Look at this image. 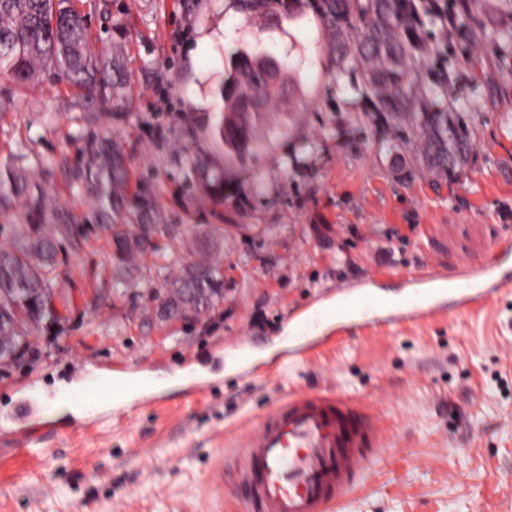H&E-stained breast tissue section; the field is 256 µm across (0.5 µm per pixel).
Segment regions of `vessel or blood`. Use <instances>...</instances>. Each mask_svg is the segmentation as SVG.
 <instances>
[{"mask_svg": "<svg viewBox=\"0 0 512 512\" xmlns=\"http://www.w3.org/2000/svg\"><path fill=\"white\" fill-rule=\"evenodd\" d=\"M423 281L431 290L414 296L413 308L421 319L438 315L436 298L472 294L471 275L449 278L425 266ZM363 296L334 306L302 312L296 335L300 352L331 342L324 323L339 315L367 316L375 306ZM149 384L122 374L112 377L108 396L120 400L146 394ZM381 431L376 416L364 402L341 394L295 392L276 402L238 448L244 459L238 483L257 512H333L339 500L353 491L364 466L379 453Z\"/></svg>", "mask_w": 512, "mask_h": 512, "instance_id": "1", "label": "vessel or blood"}]
</instances>
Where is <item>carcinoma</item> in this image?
I'll use <instances>...</instances> for the list:
<instances>
[{"label":"carcinoma","instance_id":"carcinoma-1","mask_svg":"<svg viewBox=\"0 0 512 512\" xmlns=\"http://www.w3.org/2000/svg\"><path fill=\"white\" fill-rule=\"evenodd\" d=\"M246 8L293 18L299 0H243ZM331 32L332 50L343 72L359 81L362 93L376 100V111L414 113L418 152L430 173L455 175L470 150L464 121L441 99L417 110L418 93L411 79L414 50L420 40L416 22L424 0H313ZM86 15L73 0H0V79L16 90L50 73L76 96L88 120L104 106L121 107L115 93L125 77L112 49L89 48ZM236 77L224 92V144L239 151L251 141L252 109L260 99L265 108L287 110L288 72L260 54H241ZM80 179L94 204L81 219L68 209L48 203L31 175L9 164L0 166V214L20 205L23 224H0L9 246L0 250V347L27 353L32 329L58 323V311L48 307L52 297L65 301L58 281L59 266L85 242L91 232H104L118 257L117 275L138 259L151 237L167 229L158 223L150 195L132 200L123 191L129 170L121 149L99 132L83 139ZM125 214L118 224L115 216ZM168 316L200 314L224 297V269L203 258L182 268L169 283ZM18 299L17 309L4 302Z\"/></svg>","mask_w":512,"mask_h":512}]
</instances>
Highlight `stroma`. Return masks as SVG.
Masks as SVG:
<instances>
[{
  "label": "stroma",
  "mask_w": 512,
  "mask_h": 512,
  "mask_svg": "<svg viewBox=\"0 0 512 512\" xmlns=\"http://www.w3.org/2000/svg\"><path fill=\"white\" fill-rule=\"evenodd\" d=\"M438 0L421 17L415 81L444 94L471 148L461 177L430 175L417 121L374 112L339 71L312 0L296 19L240 0H111L91 14L92 51L112 28L127 63V105L83 122L63 83L43 76L0 109V164L33 172L76 216L92 201L58 167L82 163L89 130L130 161V192L149 191L169 235L115 278L113 248L90 233L60 269L61 320L25 359L0 365V512H252L237 486V441L276 400L328 391L369 403L385 444L337 512H512V7ZM208 41L198 50L199 41ZM294 77L284 112L253 118L245 155L216 132L221 89L239 53ZM224 173L221 193L202 168ZM201 230L222 240L224 299L195 319L165 318L155 295L196 260ZM498 254L494 296H449L440 319L379 310L319 355L282 358L301 309L339 293L380 300L418 289L416 269ZM151 378L166 406L131 398L102 417L51 405L61 385ZM202 383L203 393L192 390Z\"/></svg>",
  "instance_id": "obj_1"
}]
</instances>
